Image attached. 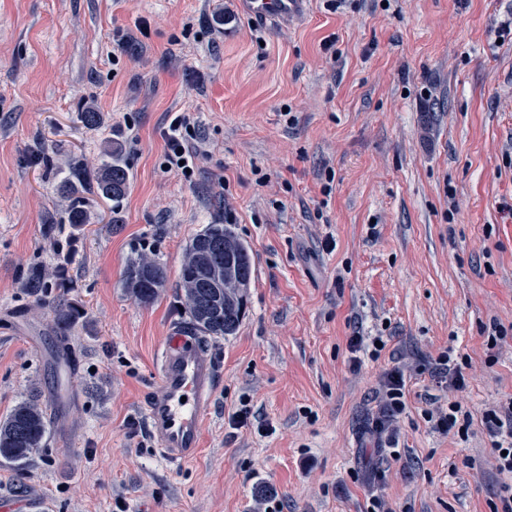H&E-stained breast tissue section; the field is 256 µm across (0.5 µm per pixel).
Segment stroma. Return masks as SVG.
I'll return each instance as SVG.
<instances>
[{
    "label": "stroma",
    "instance_id": "1",
    "mask_svg": "<svg viewBox=\"0 0 512 512\" xmlns=\"http://www.w3.org/2000/svg\"><path fill=\"white\" fill-rule=\"evenodd\" d=\"M511 19L512 0H306L267 21L236 0H0V420L34 397L50 421L23 470L0 464V512H255L267 494L282 512H367L374 493L393 512H491L502 477L482 435L424 411L477 418L512 394V337L486 348L492 323L512 325ZM185 111L206 151L188 180L164 166ZM109 140L132 173L122 210L97 198L98 223L64 226L60 165L96 169ZM208 224L248 244L253 274L236 333L206 343L202 448L173 469L145 401ZM140 254L168 276L147 305L122 286ZM36 264L64 275L67 335L25 286ZM355 335L385 343L358 368ZM449 348L472 359L461 392L426 372ZM400 363L425 372L392 452L372 426ZM244 405L273 433L232 429ZM425 416L428 422H433L436 430L443 434L458 435L462 441H468L473 425V415L470 411L462 410L459 402L448 401V411L437 409H426Z\"/></svg>",
    "mask_w": 512,
    "mask_h": 512
}]
</instances>
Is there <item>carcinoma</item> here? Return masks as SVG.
<instances>
[{"mask_svg":"<svg viewBox=\"0 0 512 512\" xmlns=\"http://www.w3.org/2000/svg\"><path fill=\"white\" fill-rule=\"evenodd\" d=\"M129 186V170L118 146L110 144L104 148L101 162L93 172L83 162L71 159L67 174L58 186L68 202V224L79 230L93 223L91 194L111 201L112 212H118ZM251 278L249 248L230 228L224 224H207L194 234L185 249L179 281L191 328L211 338L233 335L240 324ZM166 282L165 267L153 258L140 255L127 264L122 287L136 302L149 304ZM26 287L42 300L51 295L53 285L42 268L33 267L27 273ZM52 305L60 331L69 332L75 318L72 309L58 297L52 300ZM47 432V415L37 401L19 403L8 417L0 420V462L22 468L43 447Z\"/></svg>","mask_w":512,"mask_h":512,"instance_id":"obj_1","label":"carcinoma"}]
</instances>
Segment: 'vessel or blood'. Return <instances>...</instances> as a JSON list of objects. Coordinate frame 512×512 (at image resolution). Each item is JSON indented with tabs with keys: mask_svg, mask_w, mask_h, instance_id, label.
<instances>
[{
	"mask_svg": "<svg viewBox=\"0 0 512 512\" xmlns=\"http://www.w3.org/2000/svg\"><path fill=\"white\" fill-rule=\"evenodd\" d=\"M255 17L275 20L295 13L302 0H237ZM217 365L195 337L174 330L161 355L158 386L146 405L147 429L166 464L179 467L196 458L202 422L211 409Z\"/></svg>",
	"mask_w": 512,
	"mask_h": 512,
	"instance_id": "vessel-or-blood-1",
	"label": "vessel or blood"
}]
</instances>
